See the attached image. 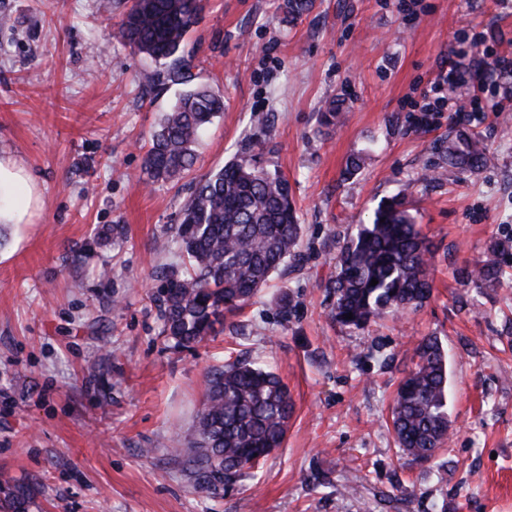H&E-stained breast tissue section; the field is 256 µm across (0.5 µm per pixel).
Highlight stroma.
Listing matches in <instances>:
<instances>
[{"label": "stroma", "mask_w": 512, "mask_h": 512, "mask_svg": "<svg viewBox=\"0 0 512 512\" xmlns=\"http://www.w3.org/2000/svg\"><path fill=\"white\" fill-rule=\"evenodd\" d=\"M128 4L0 0V154L41 188L30 223L0 224V482H39L42 512H512V73L462 74L456 95L477 119L420 109L461 54L512 59V0H314L293 23L286 0H204L189 84L219 90L224 111L193 170L151 185L142 145L182 88H146L150 61L113 39ZM460 136L491 163L446 169ZM252 138L290 183L298 256L223 332L173 348L155 273L180 258L162 244L197 182ZM402 191L432 296L340 325L336 256ZM111 224L122 248L96 240ZM496 243L499 283L462 287ZM427 336L448 354L451 428L419 463L387 422ZM239 359L277 373L294 412L283 445L214 496L169 451L194 440L207 372Z\"/></svg>", "instance_id": "1"}]
</instances>
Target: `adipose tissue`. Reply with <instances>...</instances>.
I'll return each mask as SVG.
<instances>
[{
  "mask_svg": "<svg viewBox=\"0 0 512 512\" xmlns=\"http://www.w3.org/2000/svg\"><path fill=\"white\" fill-rule=\"evenodd\" d=\"M39 200L34 173L16 159L0 156V223H29Z\"/></svg>",
  "mask_w": 512,
  "mask_h": 512,
  "instance_id": "obj_1",
  "label": "adipose tissue"
}]
</instances>
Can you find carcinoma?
Listing matches in <instances>:
<instances>
[{
  "instance_id": "1",
  "label": "carcinoma",
  "mask_w": 512,
  "mask_h": 512,
  "mask_svg": "<svg viewBox=\"0 0 512 512\" xmlns=\"http://www.w3.org/2000/svg\"><path fill=\"white\" fill-rule=\"evenodd\" d=\"M203 8V0H130L114 23L113 37L162 65L144 73L148 84L183 85L190 68L184 42ZM223 109V97L208 87L183 91L148 138V180L172 181L190 172L205 128ZM256 149L263 150V144L252 143L198 181L168 241L183 261L161 270L157 300L161 335L176 348H192L215 334L226 316L251 304L271 276L296 257L301 225L290 185L260 165ZM447 157L450 169L490 162L487 148L469 138L449 143ZM501 252L492 247L462 283L495 287L502 275ZM430 265L429 247L405 195L381 202L336 258L332 317L358 328L385 313L422 307L432 295ZM373 279L378 284L371 285ZM349 313L352 318H345ZM416 357L398 388L391 427L402 454L428 461L449 438L448 357L432 337L418 344ZM292 414V398L279 376L235 361L205 377L194 442L170 454L194 486L218 494L281 447ZM40 494L30 480L7 482L0 486V512H31Z\"/></svg>"
}]
</instances>
